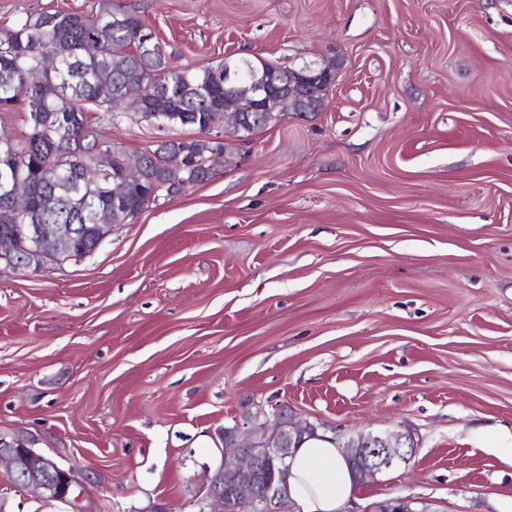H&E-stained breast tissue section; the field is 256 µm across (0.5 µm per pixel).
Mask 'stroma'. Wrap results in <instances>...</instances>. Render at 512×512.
<instances>
[{
	"instance_id": "stroma-1",
	"label": "stroma",
	"mask_w": 512,
	"mask_h": 512,
	"mask_svg": "<svg viewBox=\"0 0 512 512\" xmlns=\"http://www.w3.org/2000/svg\"><path fill=\"white\" fill-rule=\"evenodd\" d=\"M175 68L341 60L211 178L89 256L0 266V432L84 479L90 512H198L220 429L287 408L410 434L351 512H512V0H123ZM94 0H0V29ZM135 155L164 137L87 105ZM8 512H65L16 487Z\"/></svg>"
}]
</instances>
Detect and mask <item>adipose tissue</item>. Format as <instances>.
<instances>
[{
  "label": "adipose tissue",
  "instance_id": "obj_1",
  "mask_svg": "<svg viewBox=\"0 0 512 512\" xmlns=\"http://www.w3.org/2000/svg\"><path fill=\"white\" fill-rule=\"evenodd\" d=\"M287 484L296 512H338L355 498L347 461L325 430L306 438L295 450Z\"/></svg>",
  "mask_w": 512,
  "mask_h": 512
}]
</instances>
